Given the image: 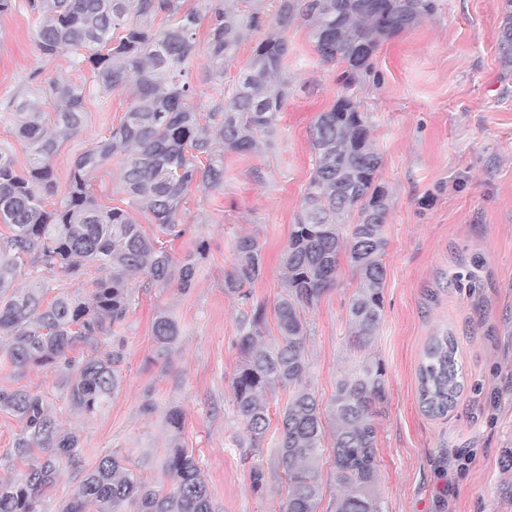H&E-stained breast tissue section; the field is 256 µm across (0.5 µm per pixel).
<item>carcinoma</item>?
I'll return each instance as SVG.
<instances>
[{
	"label": "carcinoma",
	"instance_id": "cac0c4a2",
	"mask_svg": "<svg viewBox=\"0 0 512 512\" xmlns=\"http://www.w3.org/2000/svg\"><path fill=\"white\" fill-rule=\"evenodd\" d=\"M245 2L246 14L230 0H196L191 7L185 0H26L43 56L73 51V66L88 65L99 92L126 88L132 104L110 136L76 157L65 199L50 210L47 200L57 192L52 163L61 145L82 128L85 85L60 73L42 92L0 103L31 148L27 171L20 175L12 153L0 146V223L12 227L11 235L0 237V364L58 376L71 405L84 415L108 406L123 383L119 333L138 297L133 278H140L142 288L174 282L186 291L204 248L199 244L175 259L124 209L97 202L91 174L121 156L122 188L132 204L150 213L161 233L182 237V201L193 186L205 191L224 184V151L250 152L262 137L273 147L289 89L286 32L301 19L323 61L344 69L336 103L319 114L311 130L316 161L283 254V294L275 306L279 338L264 340V306L250 305L236 338L242 363L232 380L233 406L257 451L270 426L267 391H288L275 443L287 486L278 512H317L323 487L315 464L328 441L341 488L336 512H384L376 417L387 400L385 368L376 359L363 360L322 405L307 381L303 310L336 285L344 255L357 278L348 314L358 347L367 346L381 324L383 227L391 196L378 180L382 157L372 146L357 92L382 42L432 17L438 0H279L273 30L252 48L246 72L229 86L225 71L248 33L264 23V0ZM502 14L497 48L509 70L512 0H502ZM159 16L166 25L155 26ZM204 20L208 91L201 92L186 76L194 35ZM44 95L55 105L50 132L42 121ZM202 97L207 101L200 102ZM353 211L358 220L345 223ZM93 265L106 274L88 292H81L79 283L71 294L48 297L61 281H76L83 267ZM263 266L259 240L238 238L233 262L224 270V292L249 298L246 287L259 279ZM153 333L158 355L168 359L180 337L177 322L163 313ZM456 351L448 335L433 337L426 348L419 394L430 416L448 414L461 392ZM0 412L19 423L10 453L0 456V470L18 461L26 466L21 475L0 479V512H44L60 464L83 469L80 438L60 430L38 392L0 387ZM164 471L171 488L163 494L143 483L125 457L108 452L59 512H214L193 452L174 445Z\"/></svg>",
	"mask_w": 512,
	"mask_h": 512
}]
</instances>
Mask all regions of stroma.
Listing matches in <instances>:
<instances>
[{"mask_svg":"<svg viewBox=\"0 0 512 512\" xmlns=\"http://www.w3.org/2000/svg\"><path fill=\"white\" fill-rule=\"evenodd\" d=\"M502 0H441L439 11L382 43L372 63L376 79L358 97L370 138L383 158L379 179L391 194L383 319L370 345L354 346L348 323L357 279L341 263L336 285L307 309L308 379L323 402L363 359L386 369L387 403L378 428L379 490L386 512H512L500 493L501 460L512 449V74L497 54ZM291 89L279 115L273 148L224 155V183L191 190L180 220L185 234L174 256L204 243L196 285L140 293L122 332L123 384L94 416L75 411L49 372L0 367V386L45 394L62 431L79 435L86 468L112 451L136 465L141 480L165 491L164 455L180 411L179 442L200 461L215 512H274L286 494L282 466L263 453L265 486L253 492L249 444L235 416L231 381L241 362L236 346L244 307L224 292L235 241L256 236L264 270L249 287L266 310V333L278 336L275 305L288 242L315 157L311 129L336 101L340 66L323 62L306 22L287 33ZM72 53L43 57L25 10L0 15V100L33 92L57 73L84 84V124L54 160L66 188L75 157L109 136L131 106L124 89L100 94L89 67L74 69ZM121 159L112 157L91 179L103 208L124 209L147 236L154 218L128 201ZM181 336L170 361L157 355L153 323L160 312ZM453 336L463 388L443 417L425 414L418 369L432 337ZM155 409L144 413L145 400ZM469 458L462 474L449 475Z\"/></svg>","mask_w":512,"mask_h":512,"instance_id":"35a3bbf8","label":"stroma"}]
</instances>
